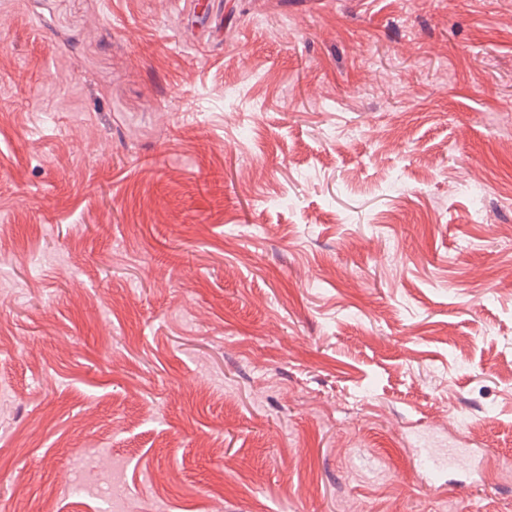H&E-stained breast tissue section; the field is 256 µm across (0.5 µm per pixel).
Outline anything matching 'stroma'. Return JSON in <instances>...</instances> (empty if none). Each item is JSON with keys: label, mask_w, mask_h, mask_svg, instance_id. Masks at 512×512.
<instances>
[{"label": "stroma", "mask_w": 512, "mask_h": 512, "mask_svg": "<svg viewBox=\"0 0 512 512\" xmlns=\"http://www.w3.org/2000/svg\"><path fill=\"white\" fill-rule=\"evenodd\" d=\"M512 0H0V512H512Z\"/></svg>", "instance_id": "35a3bbf8"}]
</instances>
